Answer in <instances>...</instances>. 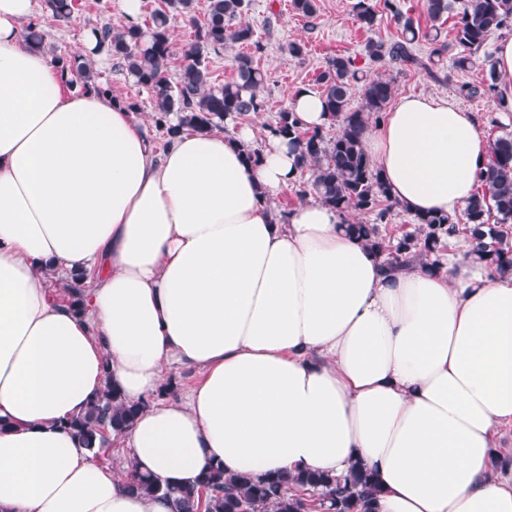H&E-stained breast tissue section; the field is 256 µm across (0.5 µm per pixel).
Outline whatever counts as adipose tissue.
<instances>
[{
  "label": "adipose tissue",
  "mask_w": 512,
  "mask_h": 512,
  "mask_svg": "<svg viewBox=\"0 0 512 512\" xmlns=\"http://www.w3.org/2000/svg\"><path fill=\"white\" fill-rule=\"evenodd\" d=\"M35 15L0 0V512H170L64 426L108 385L140 407L129 465L173 486L358 462L377 512H512V271L461 234L391 270L321 202L280 211L296 154L270 135L249 162L251 126L155 151L24 40ZM364 149L413 216L458 214L491 156L435 94L395 99ZM74 272L80 306L50 286ZM175 365L200 378L157 401ZM500 432L501 448L498 449L495 465L497 470L505 472L512 469V426L505 425Z\"/></svg>",
  "instance_id": "adipose-tissue-1"
}]
</instances>
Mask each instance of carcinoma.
Returning a JSON list of instances; mask_svg holds the SVG:
<instances>
[{"mask_svg": "<svg viewBox=\"0 0 512 512\" xmlns=\"http://www.w3.org/2000/svg\"><path fill=\"white\" fill-rule=\"evenodd\" d=\"M45 5L57 22L66 23L72 17L73 0H45ZM172 9L181 10L194 27V40L179 53L172 40ZM192 9L193 0H165V7L153 9L144 26L106 22L90 34L93 52L108 54L135 84L152 91L155 127L169 139L185 129L210 130L220 122L239 120L264 108L260 92L265 74L256 60L264 45L255 38L251 25L241 21L250 9V0H207L201 22L196 21ZM383 13L401 26V36L388 43L367 41L365 57L372 62L388 60L419 66L434 78L437 70L444 67L441 19L454 14V39L462 51L453 65L460 70L476 63V54L492 31L512 29V0H427L431 25L425 30L400 11L397 0H356L353 4L356 21L367 30L377 25ZM26 40L43 44L41 17L27 26ZM421 40L437 45L425 61L413 51L414 44ZM234 46L243 48L233 57L235 77L217 83L208 68V54ZM54 61L78 75L80 89L112 94V85L97 81L88 62L61 56L54 57ZM317 82L331 122L341 119L333 137L326 138L320 130H304L289 107L278 112L275 122L266 126L297 151V166L311 172V180L298 184V198L313 194L344 215L351 211L374 215V223L352 224L350 230L385 253L392 268L430 258L444 239L456 232L470 233L479 257L512 267V247L507 243V225L512 224L511 132L493 141L489 168L464 209L465 224L441 214L418 215L414 231L388 237L383 226L389 224L397 203L390 198L379 171L365 152L363 140L370 125L382 118L393 94L392 82L368 78L356 58L345 55L329 58ZM358 83L362 84L364 103L353 109L350 91ZM459 91L470 98L493 92L496 102L503 100L492 68L487 69V77L481 83L463 84ZM492 215L496 218L493 224L489 223ZM70 279L65 290L78 304L85 274L75 273ZM139 411L140 407L125 403L107 385L83 414L67 421V426L84 447L99 451L109 444L112 435L128 429ZM125 477L132 491L165 498L170 512H376L380 494L373 475L357 463L340 478L316 470L226 477L219 465L187 487L169 486L135 468L128 470Z\"/></svg>", "mask_w": 512, "mask_h": 512, "instance_id": "cac0c4a2", "label": "carcinoma"}]
</instances>
